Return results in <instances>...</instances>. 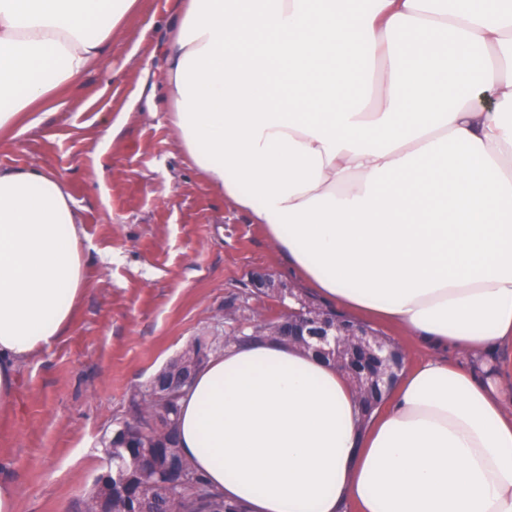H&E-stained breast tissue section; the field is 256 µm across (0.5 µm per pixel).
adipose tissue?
<instances>
[{
	"mask_svg": "<svg viewBox=\"0 0 512 512\" xmlns=\"http://www.w3.org/2000/svg\"><path fill=\"white\" fill-rule=\"evenodd\" d=\"M136 3L0 0V132ZM164 40L194 167L322 298L427 352L363 423L327 362L231 346L180 401L183 456L249 512H512V0H187ZM81 224L55 173L0 169L2 408L84 291Z\"/></svg>",
	"mask_w": 512,
	"mask_h": 512,
	"instance_id": "1",
	"label": "adipose tissue"
}]
</instances>
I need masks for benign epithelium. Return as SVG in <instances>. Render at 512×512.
I'll return each instance as SVG.
<instances>
[{"label": "benign epithelium", "mask_w": 512, "mask_h": 512, "mask_svg": "<svg viewBox=\"0 0 512 512\" xmlns=\"http://www.w3.org/2000/svg\"><path fill=\"white\" fill-rule=\"evenodd\" d=\"M252 285L261 298L283 295L281 286L265 273L255 275ZM256 322L265 325L268 336H292L315 355L329 361L339 360L345 370L354 374L362 395H372L364 412L369 414L377 407L390 378L383 368L397 360L380 337L362 325L346 326L322 310L283 308L275 313H260ZM204 357L205 349L199 345L183 350L145 386L142 397L162 405L174 400L190 385Z\"/></svg>", "instance_id": "benign-epithelium-1"}]
</instances>
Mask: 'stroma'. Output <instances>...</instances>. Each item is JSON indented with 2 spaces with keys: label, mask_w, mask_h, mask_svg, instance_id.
Here are the masks:
<instances>
[{
  "label": "stroma",
  "mask_w": 512,
  "mask_h": 512,
  "mask_svg": "<svg viewBox=\"0 0 512 512\" xmlns=\"http://www.w3.org/2000/svg\"><path fill=\"white\" fill-rule=\"evenodd\" d=\"M175 4L143 0L123 46L48 102L39 127L0 141V168L66 181L84 242L85 292L66 332L21 366L0 409V481L16 488V512H81L131 392L190 342L233 326L253 274L314 292L191 166L169 103L150 109L140 94Z\"/></svg>",
  "instance_id": "stroma-1"
}]
</instances>
